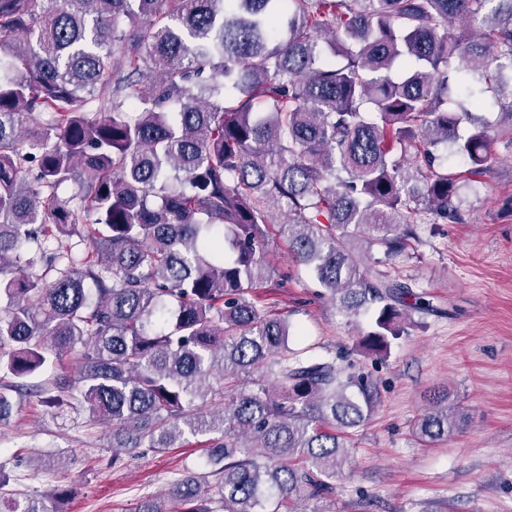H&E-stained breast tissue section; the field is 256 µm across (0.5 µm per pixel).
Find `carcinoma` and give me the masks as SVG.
I'll return each instance as SVG.
<instances>
[{"instance_id":"carcinoma-1","label":"carcinoma","mask_w":512,"mask_h":512,"mask_svg":"<svg viewBox=\"0 0 512 512\" xmlns=\"http://www.w3.org/2000/svg\"><path fill=\"white\" fill-rule=\"evenodd\" d=\"M486 92L508 96L494 124ZM501 142L512 0H0V421L42 394L112 425L114 464L206 436L207 469L137 512L333 500L379 387L253 302L299 282L270 227L313 299L374 313L358 346L382 359L441 308L356 243L387 262L464 223ZM464 423L442 393L412 432Z\"/></svg>"}]
</instances>
